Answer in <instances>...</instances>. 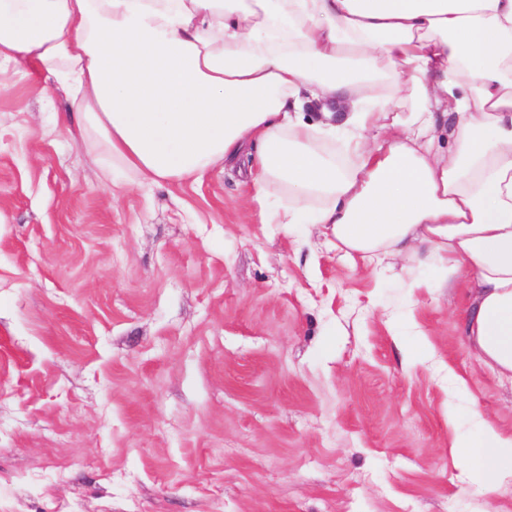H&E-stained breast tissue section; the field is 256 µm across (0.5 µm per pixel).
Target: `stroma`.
I'll list each match as a JSON object with an SVG mask.
<instances>
[{
    "label": "stroma",
    "mask_w": 512,
    "mask_h": 512,
    "mask_svg": "<svg viewBox=\"0 0 512 512\" xmlns=\"http://www.w3.org/2000/svg\"><path fill=\"white\" fill-rule=\"evenodd\" d=\"M66 109L0 96V512H512L455 445L475 405L512 437L466 282L262 223L231 168L113 197Z\"/></svg>",
    "instance_id": "obj_1"
}]
</instances>
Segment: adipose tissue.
<instances>
[{
    "label": "adipose tissue",
    "mask_w": 512,
    "mask_h": 512,
    "mask_svg": "<svg viewBox=\"0 0 512 512\" xmlns=\"http://www.w3.org/2000/svg\"><path fill=\"white\" fill-rule=\"evenodd\" d=\"M28 65L113 188L246 154L264 223L466 273L467 342L512 382V0H0V95ZM472 421L490 492L512 437Z\"/></svg>",
    "instance_id": "ef3b65f1"
}]
</instances>
